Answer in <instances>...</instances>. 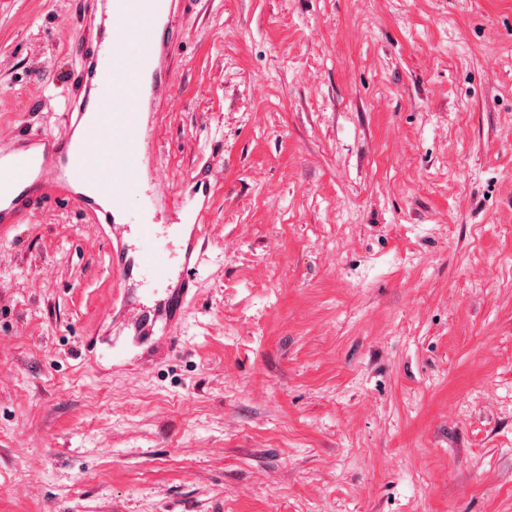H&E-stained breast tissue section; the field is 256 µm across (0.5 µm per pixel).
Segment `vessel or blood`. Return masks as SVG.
I'll return each mask as SVG.
<instances>
[{
    "mask_svg": "<svg viewBox=\"0 0 512 512\" xmlns=\"http://www.w3.org/2000/svg\"><path fill=\"white\" fill-rule=\"evenodd\" d=\"M185 2L83 0L74 42L81 71L67 94L64 135L0 132V230L31 223L52 202L106 225L119 280L163 291L142 314L121 299L115 319L136 341L156 326L170 333L180 325L206 260L213 163L180 194L153 163L156 117L177 105L170 73ZM133 192L142 210L130 209Z\"/></svg>",
    "mask_w": 512,
    "mask_h": 512,
    "instance_id": "1",
    "label": "vessel or blood"
}]
</instances>
